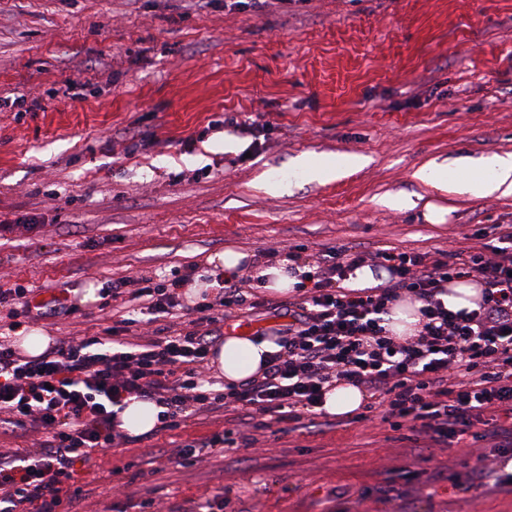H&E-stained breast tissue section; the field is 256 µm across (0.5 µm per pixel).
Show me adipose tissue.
<instances>
[{"label": "adipose tissue", "instance_id": "obj_1", "mask_svg": "<svg viewBox=\"0 0 512 512\" xmlns=\"http://www.w3.org/2000/svg\"><path fill=\"white\" fill-rule=\"evenodd\" d=\"M458 192L474 197L496 193L512 194V155L497 154L481 159L478 166L455 171ZM276 346L268 339H257L243 333L225 336L214 346L210 363L225 382L239 383L254 376L264 364L267 354Z\"/></svg>", "mask_w": 512, "mask_h": 512}]
</instances>
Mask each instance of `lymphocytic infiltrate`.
I'll list each match as a JSON object with an SVG mask.
<instances>
[{"instance_id": "obj_1", "label": "lymphocytic infiltrate", "mask_w": 512, "mask_h": 512, "mask_svg": "<svg viewBox=\"0 0 512 512\" xmlns=\"http://www.w3.org/2000/svg\"><path fill=\"white\" fill-rule=\"evenodd\" d=\"M489 241L464 249L418 251L340 248L313 256L311 287L289 305L263 300L285 328L261 376L225 390L204 374L226 321L246 303L244 280L225 281L213 301L186 304L188 275L142 276L112 284L166 327L135 332L130 319L104 335L57 341L36 357L0 336V425L15 437L37 435L32 448H0V512H63L80 465L96 451L128 443L115 408L135 397L160 406L161 430L187 410L227 412L223 433L149 457L181 466L257 444L244 425L262 416L314 426L323 392L336 382L369 395L391 429L424 435L434 446L471 435L512 447V225L495 224ZM369 266L382 283L353 290L348 274ZM466 278L481 287L475 310L449 311L440 296ZM421 302L417 335L390 336L384 317L402 296Z\"/></svg>"}]
</instances>
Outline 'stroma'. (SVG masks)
I'll use <instances>...</instances> for the list:
<instances>
[{
  "label": "stroma",
  "mask_w": 512,
  "mask_h": 512,
  "mask_svg": "<svg viewBox=\"0 0 512 512\" xmlns=\"http://www.w3.org/2000/svg\"><path fill=\"white\" fill-rule=\"evenodd\" d=\"M227 114L265 123L260 146L211 129ZM493 154H512V0H0V289L48 302L64 286L78 308L24 331L102 335L141 316L106 295L113 281L190 269L201 288L228 246L464 245L512 225V195L416 173ZM307 155L363 163L319 182ZM21 216L30 228L11 230ZM223 429L200 413L92 453L76 512H136L146 497L192 512L224 491L235 512H512V486H469L471 438L433 448L377 412L273 422L195 467H128Z\"/></svg>",
  "instance_id": "1"
}]
</instances>
